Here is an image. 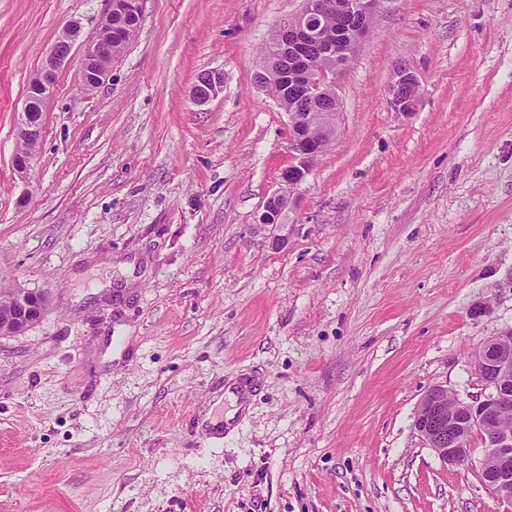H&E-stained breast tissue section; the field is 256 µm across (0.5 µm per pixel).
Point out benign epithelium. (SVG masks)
<instances>
[{
	"instance_id": "benign-epithelium-1",
	"label": "benign epithelium",
	"mask_w": 512,
	"mask_h": 512,
	"mask_svg": "<svg viewBox=\"0 0 512 512\" xmlns=\"http://www.w3.org/2000/svg\"><path fill=\"white\" fill-rule=\"evenodd\" d=\"M379 0H302L288 30V39L279 38L276 44L288 50L297 59L291 77L306 82L310 104L328 94L335 87L334 76L343 71L354 57L359 45L366 39L368 29L356 27L336 32V41L327 50L329 65L314 70L303 55L306 44L324 37L323 14L360 12L373 20ZM112 46L94 39L84 47L81 61L82 83L98 88L104 84L112 69ZM68 56L53 50L43 59L40 73L31 82L26 95L19 126V137L26 148L13 157V167L27 173L34 160V151L41 138L42 123L35 118V99H45L53 89L56 75ZM393 104L402 112L413 110L418 95L416 77L403 69L391 85ZM291 150L296 163L281 174L282 182L293 189L309 174L312 159L323 151L335 130L334 112H291ZM284 206V198L277 194L269 198L260 216L263 225L276 224ZM473 366L481 392L465 399L448 392L440 384L430 386L417 407L414 427L426 445L444 464H461L471 460L473 436L485 444L477 475L487 490L504 502H512V329L487 339L473 353Z\"/></svg>"
}]
</instances>
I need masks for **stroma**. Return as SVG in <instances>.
<instances>
[{
  "label": "stroma",
  "instance_id": "1",
  "mask_svg": "<svg viewBox=\"0 0 512 512\" xmlns=\"http://www.w3.org/2000/svg\"><path fill=\"white\" fill-rule=\"evenodd\" d=\"M301 6L142 0L88 91L105 0H0V288L48 299L0 335V512H512L481 439L446 465L414 428L512 329V0H379L291 189L289 118L252 75ZM74 22L19 174L27 85ZM125 1V0H124ZM121 0H106L103 12L104 24L112 27V42L105 46L99 42L110 39L109 29H102L99 37L84 47L81 61L82 84L99 88L104 84L112 69V56H120L136 37L141 26L142 8L139 14L130 5ZM112 56L106 59L108 55ZM389 92L393 104L398 107L400 111L411 112L418 95V82L416 77L406 69L400 70Z\"/></svg>",
  "mask_w": 512,
  "mask_h": 512
}]
</instances>
